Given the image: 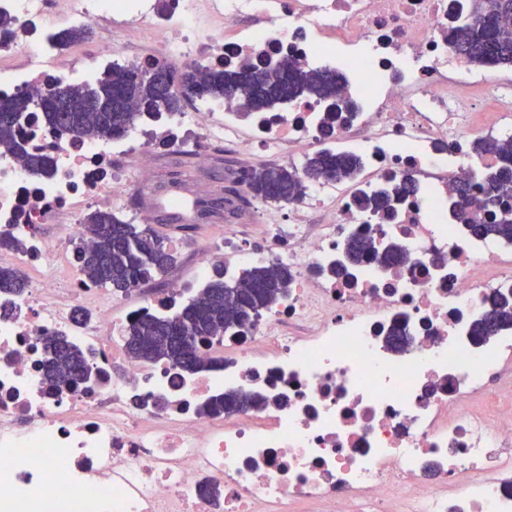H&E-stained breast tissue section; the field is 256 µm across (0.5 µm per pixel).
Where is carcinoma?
Instances as JSON below:
<instances>
[{
	"instance_id": "cac0c4a2",
	"label": "carcinoma",
	"mask_w": 512,
	"mask_h": 512,
	"mask_svg": "<svg viewBox=\"0 0 512 512\" xmlns=\"http://www.w3.org/2000/svg\"><path fill=\"white\" fill-rule=\"evenodd\" d=\"M474 5L477 20L460 24L453 31L457 54L474 65H512V33L502 27L503 19L512 16V0H474ZM89 36L87 27L72 28L62 32L59 41L65 47ZM288 67L291 79L286 87L269 71L245 61L204 75L193 66H158L146 73L113 67L85 91L62 85L31 89L0 100V146L13 150L29 171L45 174L46 158L27 152L18 140L23 121L33 111L39 112L42 122L52 129L79 139H96L120 137L147 115L158 118L164 112H178L195 95L238 99L247 108L243 113L246 117L268 99L284 94L290 100L313 98L336 88L338 75L332 70L304 68L293 62ZM144 103L149 105L146 113L140 109ZM105 106L111 111H101ZM472 150L481 156H494L499 165L484 183L482 205L462 208L456 218L477 236L493 235L511 242L512 206L508 200L512 199V138L481 139L472 145ZM360 166L356 155L321 151L305 160L301 175L293 168L267 165L251 172L240 170L238 178L255 198L289 202L298 192L301 177L343 182L352 179ZM412 192V185L404 180L361 198L360 205L372 209L381 219H389L394 202ZM83 223L91 245H77V257L84 272L100 287L127 293L155 280L175 262L165 238L149 226L131 224L114 212L103 210L89 213ZM348 254L354 262L370 257L385 265L403 259L396 245L380 250L370 238L351 241ZM292 282L293 275L283 264L253 265L244 269L238 279L219 268L201 297L188 300L172 314L147 313L133 320L123 336L125 350L132 358L163 362L188 373L212 367L215 362L201 356L202 348L220 336L245 329L244 319L269 309ZM24 288L26 282L17 271L0 269V291L20 293ZM491 314L493 320L481 319L473 325L474 336L482 339L512 327V301L508 298L496 296ZM90 355L65 336L48 339L43 346L42 366L49 389L80 387L94 369ZM255 406L252 396L229 391L212 396L197 407V412L230 415Z\"/></svg>"
}]
</instances>
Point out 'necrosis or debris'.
Returning a JSON list of instances; mask_svg holds the SVG:
<instances>
[{
    "mask_svg": "<svg viewBox=\"0 0 512 512\" xmlns=\"http://www.w3.org/2000/svg\"><path fill=\"white\" fill-rule=\"evenodd\" d=\"M0 0L14 33L0 40V98L34 86L86 88L98 69L160 62L206 72L262 50L307 67H336L338 97L355 106L333 129L299 100L242 119L237 103L195 96L178 112L119 138L75 139L40 119L28 151L33 175L0 151V267L22 269V294L0 292V512H512V329L475 342L471 326L495 294H512V244L453 222L452 180L480 186L496 160L477 139L512 137V66L460 59L451 31L466 0ZM95 27L94 60L64 52L59 32ZM137 29L142 49L119 38ZM243 160L264 153L303 166L296 143L357 154L354 181L303 180L299 197L267 207L266 245L226 238L227 273L288 265L286 297L239 335L205 348L217 372L188 374L128 358L121 337L139 316L200 291L213 265L149 295L112 300L89 282L74 245L86 211L119 200L135 156L139 173L190 146L199 163L215 141ZM403 178L417 189L388 221L359 206ZM47 224L61 225L51 236ZM396 242V268L348 262L350 238ZM345 265V277L326 275ZM94 310L76 320L73 301ZM409 341L394 349L389 337ZM65 334L105 373L72 395L48 390L41 342ZM220 389L258 408L201 416ZM223 489L214 501L203 484Z\"/></svg>",
    "mask_w": 512,
    "mask_h": 512,
    "instance_id": "1",
    "label": "necrosis or debris"
}]
</instances>
